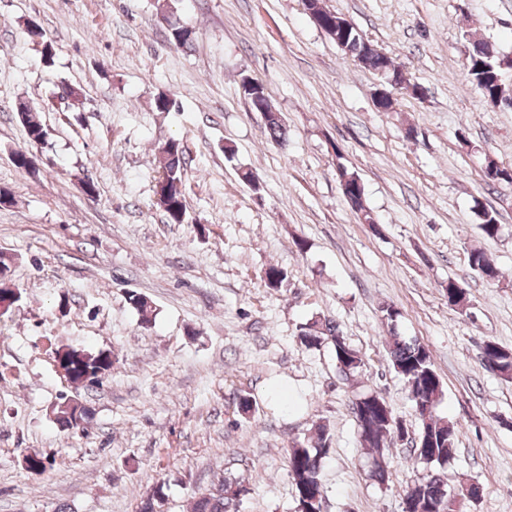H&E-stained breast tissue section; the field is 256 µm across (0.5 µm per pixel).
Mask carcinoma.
I'll return each mask as SVG.
<instances>
[{
    "instance_id": "obj_1",
    "label": "carcinoma",
    "mask_w": 512,
    "mask_h": 512,
    "mask_svg": "<svg viewBox=\"0 0 512 512\" xmlns=\"http://www.w3.org/2000/svg\"><path fill=\"white\" fill-rule=\"evenodd\" d=\"M488 41L476 38L471 43L472 56L468 58L466 68L473 84L484 101H494L500 97L512 98L506 93V76L508 72L496 67L497 59L488 60L478 53ZM249 105L254 112L263 114L268 136L276 143L283 145L288 141V130L280 113L273 111L266 92L249 97ZM18 113L25 125L28 138L36 143L46 137V130L26 105L19 104ZM161 173L159 181L172 187L179 185L180 190L162 200L163 211L167 222L182 224L186 214L185 198V148L181 141L171 139L160 147ZM336 176L339 182L354 186L353 197L347 204L357 215L369 221L371 211L365 205L364 187L359 185V177L342 164H336ZM478 225L482 234L489 238L498 236L500 224L494 212L485 208L477 210ZM468 263L472 270L482 278L492 281L498 277V270L491 264L485 254L473 249L468 253ZM448 305L462 308L466 296L463 289L454 280H448ZM300 341L307 347H317L326 342L332 345L336 368L348 376L363 365L361 354L346 342L338 326L331 320L314 321L301 328ZM54 354L69 358L73 380L79 381L86 373L100 375L105 378L112 371V354L100 351L83 358L70 355L66 346L54 350ZM389 354L392 366L405 380L413 406L419 413L421 426L417 440L429 445L428 452L416 448L418 458L428 464H445L454 455L456 449V429L454 425L439 418L435 409L443 395L442 383L433 369L430 351L417 341H406L394 337ZM482 360L485 367L505 379H512V353L500 349L496 343L488 341L482 349ZM370 429L367 432L357 431L361 445L372 454L383 455L388 437L397 432L406 434L400 420L395 416L387 417L372 409L368 416ZM330 449V436L323 425L315 429L307 440L292 446L288 453V474L295 486L296 506L306 512H321L325 486L322 480L324 459ZM52 465V461L40 453L24 457L23 466L30 472L40 474ZM223 495H203L195 503L193 512H229V504L239 492L234 490V483L224 482ZM163 486H156L152 492L140 497L136 512H157L159 502L163 499ZM406 498L415 502L417 512H430V506L440 505L439 512H459L458 499L445 487L444 475L432 473L423 477L406 491Z\"/></svg>"
}]
</instances>
